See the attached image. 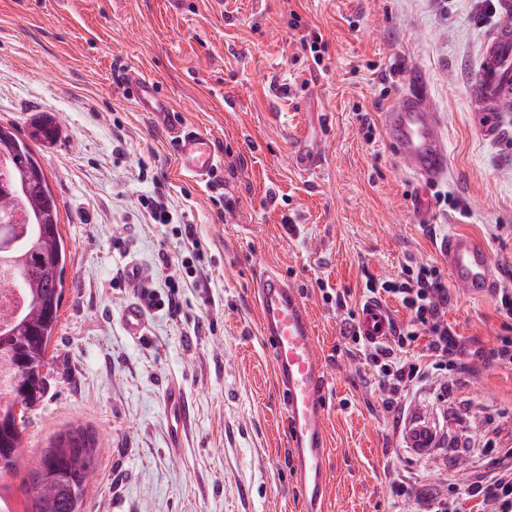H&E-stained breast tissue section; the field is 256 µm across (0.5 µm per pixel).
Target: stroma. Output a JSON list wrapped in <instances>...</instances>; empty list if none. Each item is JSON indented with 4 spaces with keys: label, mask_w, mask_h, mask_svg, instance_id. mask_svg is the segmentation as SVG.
I'll list each match as a JSON object with an SVG mask.
<instances>
[{
    "label": "stroma",
    "mask_w": 512,
    "mask_h": 512,
    "mask_svg": "<svg viewBox=\"0 0 512 512\" xmlns=\"http://www.w3.org/2000/svg\"><path fill=\"white\" fill-rule=\"evenodd\" d=\"M495 23L475 0H0V125L24 133L41 114L58 118V138L35 149L68 247L47 391L26 414L16 471L0 474V512H24L31 460L75 429L103 449L83 512H301L255 306L269 273L298 288L326 373L325 512H415L417 495L435 493L480 512L467 486L492 470L495 449L512 448V364L491 355L512 318L495 297L449 286L457 366L394 406L341 326L367 298L365 274L394 279L428 263L447 277L439 247L453 232L481 238L512 284V112L489 140L469 110ZM305 35L318 37L319 57ZM120 68L142 70L170 116L138 111ZM414 89L448 143V174L432 188L466 215L435 203L423 224L411 208L418 182L378 115ZM170 117L212 139L221 164L210 179L179 169ZM300 139L318 149L317 170L293 167ZM156 190L170 224L142 206ZM179 224L206 247L209 285L182 276L178 311L149 309L146 335L131 338L121 311L166 293L171 269L159 256L180 257ZM132 262L134 284L123 276ZM173 386L190 407L175 448ZM415 411L437 430L425 457L400 439ZM398 480L414 497L397 496Z\"/></svg>",
    "instance_id": "35a3bbf8"
}]
</instances>
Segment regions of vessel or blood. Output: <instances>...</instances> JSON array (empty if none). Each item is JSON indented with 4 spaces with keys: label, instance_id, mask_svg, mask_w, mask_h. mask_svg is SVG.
<instances>
[{
    "label": "vessel or blood",
    "instance_id": "obj_1",
    "mask_svg": "<svg viewBox=\"0 0 512 512\" xmlns=\"http://www.w3.org/2000/svg\"><path fill=\"white\" fill-rule=\"evenodd\" d=\"M494 12L496 26L485 42L469 94L478 130L492 140L501 134V114L512 112V0H495ZM119 81L142 111L167 112V103L153 82L131 71L121 73ZM381 125L396 156L424 183L447 174L448 147L424 95L411 91L398 95L382 112ZM170 135L180 169L201 178L210 176L218 164L211 138L183 124L172 126ZM440 254L454 285L467 296L485 297L498 290L499 274L478 239L448 235ZM257 293L261 334L272 359L285 415L286 450L303 512H323L329 456L323 406L326 377L313 341L312 322L297 289L278 275H265ZM121 321L127 336H145L148 316L140 303H128ZM393 323L386 306L371 298L359 312L356 330L365 342L378 344L391 336ZM401 439L422 457L433 448L435 432L423 417L414 415L404 423Z\"/></svg>",
    "mask_w": 512,
    "mask_h": 512
}]
</instances>
